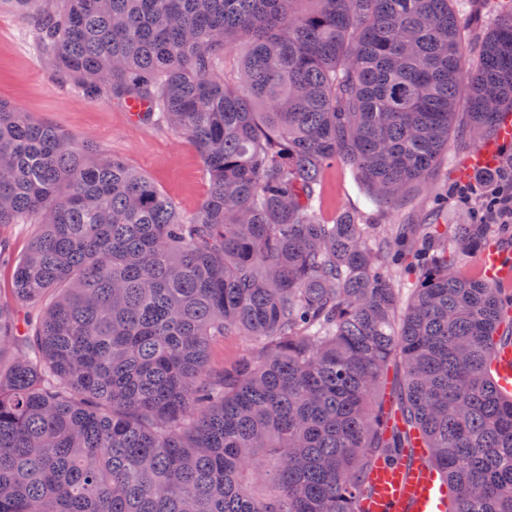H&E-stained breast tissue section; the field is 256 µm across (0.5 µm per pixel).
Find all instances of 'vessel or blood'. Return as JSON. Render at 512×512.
Returning a JSON list of instances; mask_svg holds the SVG:
<instances>
[{
    "label": "vessel or blood",
    "mask_w": 512,
    "mask_h": 512,
    "mask_svg": "<svg viewBox=\"0 0 512 512\" xmlns=\"http://www.w3.org/2000/svg\"><path fill=\"white\" fill-rule=\"evenodd\" d=\"M481 265L489 280L512 277L499 252H485ZM494 366L502 388L512 392V345L495 349ZM413 463L376 462L366 476V491L359 501L361 512H447L448 489L427 464V451H411Z\"/></svg>",
    "instance_id": "1"
}]
</instances>
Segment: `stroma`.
<instances>
[{"mask_svg":"<svg viewBox=\"0 0 512 512\" xmlns=\"http://www.w3.org/2000/svg\"><path fill=\"white\" fill-rule=\"evenodd\" d=\"M500 0H464L460 14L472 55H479L485 33L501 17ZM0 99L34 119L50 123L81 145L125 162L150 178L183 216L200 208L208 179L194 144L154 122H130L120 101L85 99L73 81L60 79L41 53L30 20L0 7ZM466 112H459L450 148L412 195L399 207L373 210L353 188L352 175L340 162L330 163L322 179V217L334 221L343 212L360 215L366 224H424L433 197L452 183L471 181L478 172L470 158L478 149ZM35 227L0 226V294L9 292L10 266L27 251Z\"/></svg>","mask_w":512,"mask_h":512,"instance_id":"stroma-1","label":"stroma"}]
</instances>
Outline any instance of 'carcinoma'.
<instances>
[{
  "label": "carcinoma",
  "mask_w": 512,
  "mask_h": 512,
  "mask_svg": "<svg viewBox=\"0 0 512 512\" xmlns=\"http://www.w3.org/2000/svg\"><path fill=\"white\" fill-rule=\"evenodd\" d=\"M88 99L140 98L209 190L147 176L0 100V512H359L415 434L448 512H512V293L457 272L509 225L318 217L325 163L378 209L512 112V4L467 66L455 0H0ZM250 44L237 70L216 57ZM243 335L252 354L209 361ZM391 387H386L388 376ZM34 224H5L0 226L1 249H6L5 262L0 266V294L8 295L10 288L11 265L27 251L33 237ZM494 366L499 385L512 392V345L503 344L495 348Z\"/></svg>",
  "instance_id": "1"
}]
</instances>
